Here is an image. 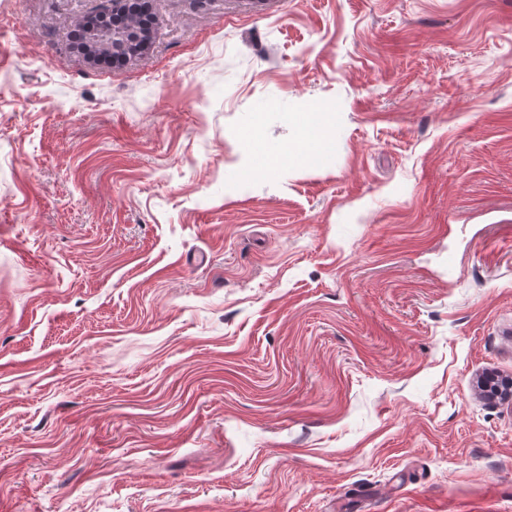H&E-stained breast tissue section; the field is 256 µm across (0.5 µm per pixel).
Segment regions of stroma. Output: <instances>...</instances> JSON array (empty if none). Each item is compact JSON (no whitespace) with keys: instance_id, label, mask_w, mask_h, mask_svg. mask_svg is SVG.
I'll return each instance as SVG.
<instances>
[{"instance_id":"stroma-1","label":"stroma","mask_w":512,"mask_h":512,"mask_svg":"<svg viewBox=\"0 0 512 512\" xmlns=\"http://www.w3.org/2000/svg\"><path fill=\"white\" fill-rule=\"evenodd\" d=\"M102 3L0 0V512H512V0H150L112 67ZM116 20L117 21L121 20V18L114 19L113 17H109L107 19V15H102V14L94 16L93 18H91V20L87 19L86 22L80 28L76 29L73 32L72 44H73L74 48H76L80 53L93 58L97 63H101L100 55L93 51L90 43L86 42L79 36V32H80V30H82L86 27H89V24L91 22L96 23L97 25L109 26V25H112V23H114V21H116ZM311 114L312 115L310 117L304 119L300 123L302 139L300 146L297 149V153L302 157L308 156L311 141L320 138L323 132V119L316 113Z\"/></svg>"}]
</instances>
